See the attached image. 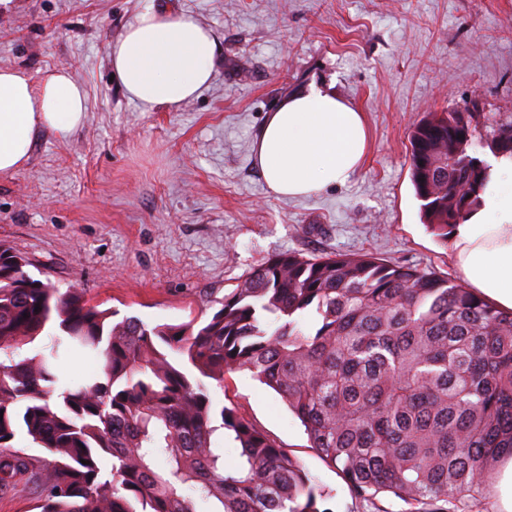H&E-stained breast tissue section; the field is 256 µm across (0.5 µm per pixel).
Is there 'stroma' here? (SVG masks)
<instances>
[{
	"label": "stroma",
	"instance_id": "1",
	"mask_svg": "<svg viewBox=\"0 0 512 512\" xmlns=\"http://www.w3.org/2000/svg\"><path fill=\"white\" fill-rule=\"evenodd\" d=\"M157 7L216 40L211 84L172 109L110 79V44ZM0 66L36 80L65 69L86 92L82 126L42 132L27 165L0 175V245L100 308L179 324L288 251L368 253L462 283L420 220L409 133L429 111L512 112V0H13ZM313 87L363 112L367 155L346 184L278 198L253 143L268 112ZM210 392L300 460L327 512H371L250 372Z\"/></svg>",
	"mask_w": 512,
	"mask_h": 512
}]
</instances>
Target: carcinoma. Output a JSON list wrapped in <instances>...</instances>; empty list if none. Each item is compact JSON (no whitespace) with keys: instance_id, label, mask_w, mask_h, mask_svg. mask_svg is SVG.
<instances>
[{"instance_id":"obj_1","label":"carcinoma","mask_w":512,"mask_h":512,"mask_svg":"<svg viewBox=\"0 0 512 512\" xmlns=\"http://www.w3.org/2000/svg\"><path fill=\"white\" fill-rule=\"evenodd\" d=\"M410 145L422 223L446 242L490 173L472 148L511 156L512 113L428 112ZM28 266L0 246V491L34 469L13 450L23 433L52 457L38 512H327L297 459L213 405L205 380L221 386L240 370L282 398L361 501L472 512L512 457V311L434 272L288 251L212 314L151 325L117 321ZM62 350L96 354L100 370L68 383ZM219 434L236 443V461L224 460Z\"/></svg>"}]
</instances>
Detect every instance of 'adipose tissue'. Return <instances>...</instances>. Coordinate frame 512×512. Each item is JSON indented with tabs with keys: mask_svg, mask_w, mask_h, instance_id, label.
<instances>
[{
	"mask_svg": "<svg viewBox=\"0 0 512 512\" xmlns=\"http://www.w3.org/2000/svg\"><path fill=\"white\" fill-rule=\"evenodd\" d=\"M215 40L191 17L164 9L138 14L109 47L117 84L148 107L178 106L213 78ZM86 112L83 85L66 70L33 80L0 68V174L24 167L38 133L65 135ZM268 190L305 197L342 185L358 171L368 149L364 116L320 89L294 93L268 113L254 143ZM454 261L470 287L512 311V158L495 159L480 208L448 236Z\"/></svg>",
	"mask_w": 512,
	"mask_h": 512,
	"instance_id": "obj_1",
	"label": "adipose tissue"
}]
</instances>
